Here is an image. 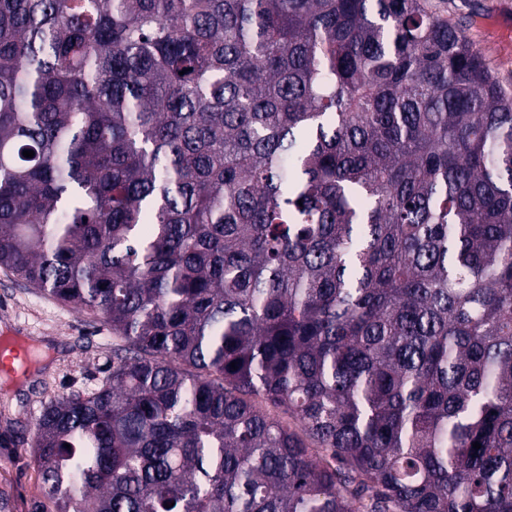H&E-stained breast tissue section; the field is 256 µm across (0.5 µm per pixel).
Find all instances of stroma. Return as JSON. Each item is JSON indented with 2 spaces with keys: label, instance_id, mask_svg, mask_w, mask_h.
<instances>
[{
  "label": "stroma",
  "instance_id": "obj_1",
  "mask_svg": "<svg viewBox=\"0 0 512 512\" xmlns=\"http://www.w3.org/2000/svg\"><path fill=\"white\" fill-rule=\"evenodd\" d=\"M436 16L458 25L512 92V0H427ZM0 334L34 357L27 377L0 392L13 423L0 435V512H38L43 502L33 460L34 422L50 397L101 377L112 363V332L102 319L24 286L0 269Z\"/></svg>",
  "mask_w": 512,
  "mask_h": 512
}]
</instances>
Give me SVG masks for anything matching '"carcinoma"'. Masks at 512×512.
Returning a JSON list of instances; mask_svg holds the SVG:
<instances>
[{"label": "carcinoma", "mask_w": 512, "mask_h": 512, "mask_svg": "<svg viewBox=\"0 0 512 512\" xmlns=\"http://www.w3.org/2000/svg\"><path fill=\"white\" fill-rule=\"evenodd\" d=\"M0 267L112 330L53 512H512V95L424 0H0Z\"/></svg>", "instance_id": "cac0c4a2"}]
</instances>
